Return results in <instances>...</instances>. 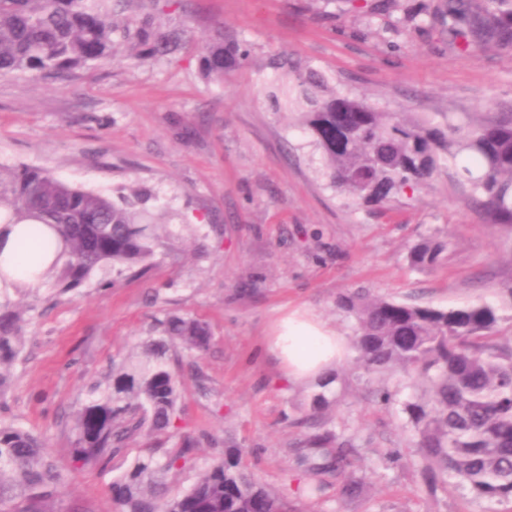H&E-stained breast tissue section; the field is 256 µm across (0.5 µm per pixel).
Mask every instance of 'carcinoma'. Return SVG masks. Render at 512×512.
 <instances>
[{
	"mask_svg": "<svg viewBox=\"0 0 512 512\" xmlns=\"http://www.w3.org/2000/svg\"><path fill=\"white\" fill-rule=\"evenodd\" d=\"M134 1L143 9L158 6V0H0V77L22 73L66 81L76 70L119 54L128 39L149 55L177 58L187 44L184 30H163L149 13L116 23L115 8ZM404 20L439 21L448 45L461 51L493 46L512 52V0L422 2L407 9ZM197 45L210 81H224L250 55L245 42L222 30L200 37ZM288 71L294 74L299 121L337 191L356 203L382 206L466 155L470 165L461 175L485 222L512 230V112L450 115L443 122L423 114L409 119L337 91L314 69ZM151 199L145 188L121 190L111 199L43 168L0 173V224H45L62 241L65 260L49 271L61 293L109 268L117 276L141 275L155 265L163 237L159 225L146 220ZM445 250L441 242L422 240L409 248L408 260L431 270ZM337 307L355 322L354 345L367 369L398 367L421 387L404 411L429 487L512 503V337L499 334L496 309H443L362 292L339 296ZM22 323L18 306L0 292V393L9 384L4 369L22 352ZM210 340L200 319L169 314L155 320L139 351L112 361L105 382L77 412L71 466H106L126 457L142 436L177 434L181 391L173 356L179 349L204 351ZM337 379L316 384L314 415L298 422L314 431L304 435L296 465L310 478V494L334 479L341 499L352 501L365 480L350 470L354 439L315 419L330 405ZM195 447L187 436L175 448L136 455L109 486L116 512H297L288 494L255 480L238 446L224 449L187 489L170 494L166 476L182 472ZM66 483V469L41 436L0 419V509L61 512Z\"/></svg>",
	"mask_w": 512,
	"mask_h": 512,
	"instance_id": "obj_1",
	"label": "carcinoma"
}]
</instances>
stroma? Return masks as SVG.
I'll list each match as a JSON object with an SVG mask.
<instances>
[{"label": "stroma", "instance_id": "35a3bbf8", "mask_svg": "<svg viewBox=\"0 0 512 512\" xmlns=\"http://www.w3.org/2000/svg\"><path fill=\"white\" fill-rule=\"evenodd\" d=\"M366 2L159 0L158 23L194 39L222 27L249 44L248 64L221 84L204 79L191 46L171 61L123 54L65 82L0 79V169L45 168L107 197L147 187L166 243L142 276L116 281L107 271L63 295L49 281L12 292L28 312L0 417L44 433L68 463L75 414L113 357L132 351L154 319L192 316L212 339L179 369L181 434L139 438L131 454L199 438L191 466L171 479L177 492L235 443L249 448L243 462L258 481L293 489L303 434L293 421L308 413L314 388L288 385L268 348L283 315L305 311L349 337L353 322L336 298L363 289L441 308L488 302L500 310L502 335L512 336V232L484 222L454 169L386 207L354 205L320 174L296 115L268 104L270 90L289 86L288 71L272 65L285 58L381 112L444 120L512 105V53L455 50L437 27L403 24L412 0H392L380 15ZM424 239L448 245L436 269L407 259ZM334 372L328 416L356 437L366 488L347 503L334 485L301 494L299 512H497L467 493L421 485L408 465L413 433L403 404L415 391L406 380L367 372L354 353ZM382 383L397 392L387 406L372 396ZM390 449L400 462L385 460ZM127 464L75 471L62 493L66 512H114L108 487Z\"/></svg>", "mask_w": 512, "mask_h": 512}]
</instances>
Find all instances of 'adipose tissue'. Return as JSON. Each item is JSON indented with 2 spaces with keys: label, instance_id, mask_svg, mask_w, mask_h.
Instances as JSON below:
<instances>
[{
  "label": "adipose tissue",
  "instance_id": "ef3b65f1",
  "mask_svg": "<svg viewBox=\"0 0 512 512\" xmlns=\"http://www.w3.org/2000/svg\"><path fill=\"white\" fill-rule=\"evenodd\" d=\"M46 238L47 230L41 224L0 226V269L9 276L12 286H39V275L54 255L39 250L25 251L21 244L42 243ZM270 348L282 361L289 382L300 384L331 372L345 357L349 341L316 317L293 312L280 321Z\"/></svg>",
  "mask_w": 512,
  "mask_h": 512
}]
</instances>
